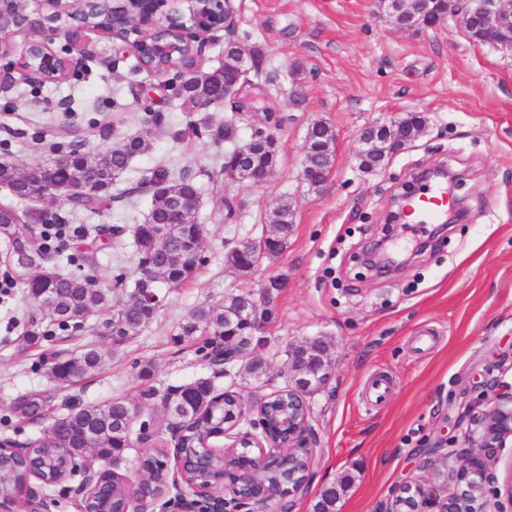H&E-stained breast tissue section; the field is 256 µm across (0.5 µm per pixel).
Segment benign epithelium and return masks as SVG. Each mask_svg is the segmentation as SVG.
<instances>
[{"instance_id":"benign-epithelium-1","label":"benign epithelium","mask_w":512,"mask_h":512,"mask_svg":"<svg viewBox=\"0 0 512 512\" xmlns=\"http://www.w3.org/2000/svg\"><path fill=\"white\" fill-rule=\"evenodd\" d=\"M30 0H0V42L14 31L28 28L35 23L27 12ZM55 11L41 19L42 30L51 37L32 41L18 61L11 63L13 70L0 69V91L12 86V71H18L29 81L57 82L60 75L75 68L79 61L89 57L83 50L79 57L60 56L53 48V37H64L77 42L79 35L89 30L82 21L84 13L98 9L107 14V24L98 32L124 43V29L136 25L140 32L139 50L149 58L173 53V45L159 34L173 29L188 40L194 56H200L204 42L217 30H224V45H238L242 57V70L237 81L225 88L224 99L232 100L236 118L224 124L239 130L238 123L245 122L252 128L247 140L239 136L227 140L233 148L224 153V176L230 180L258 183L252 177L248 159L253 150L262 148L278 151L277 140L268 130L253 124L251 103L255 85L248 78L249 69L257 68L254 53L233 38L236 29L235 0H46ZM386 17L404 14L408 23L404 29L421 32L437 28L448 19L464 27L477 21L487 31L512 29V0H379ZM358 153L363 155L381 145L390 154H396L407 145L396 130L386 124L370 125L358 137ZM461 178L448 173V195L453 206L448 209V222H453L462 211L463 198L456 195ZM264 322L262 311L252 298H247L240 310L239 323L247 326V335L238 337L242 343L253 345L256 333ZM288 371L293 385L288 391H275L261 396L255 402L256 418L252 430L234 432L238 419L208 438L203 449L195 455H186L181 447L185 432L182 425L173 427L176 437L172 480L174 501L180 512H267L269 502L301 494L309 478L300 481L267 483L263 481L265 467L280 461L279 450L291 449V455L310 461L315 453L316 441L309 425L310 407L307 395L323 389L330 379L327 363L321 358L310 357L307 349L288 351ZM492 395L483 402L472 405L465 414L466 428L463 443L466 450L448 465L453 452L441 453L445 442L437 441L424 451L430 476L424 481L406 483L399 487L394 505L411 500L410 512H485L489 500H494V512H512V475L503 486H496V477L490 463L496 460L501 449L512 446V384L492 381ZM233 435L232 452L246 448L248 462L233 470L230 495H224V472L211 467L210 459L224 456V449L213 444V439ZM83 479L77 488L80 496L79 512H112L108 502L97 497L103 473L91 467L82 469ZM143 481L125 483L128 495L126 512H144L150 497L142 496ZM24 503L27 512H44L46 503L35 495L31 483L16 486L12 497L0 498V512H14V507Z\"/></svg>"}]
</instances>
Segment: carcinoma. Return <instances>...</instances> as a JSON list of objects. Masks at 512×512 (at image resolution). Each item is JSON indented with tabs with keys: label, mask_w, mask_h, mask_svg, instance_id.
<instances>
[{
	"label": "carcinoma",
	"mask_w": 512,
	"mask_h": 512,
	"mask_svg": "<svg viewBox=\"0 0 512 512\" xmlns=\"http://www.w3.org/2000/svg\"><path fill=\"white\" fill-rule=\"evenodd\" d=\"M191 63L189 52L177 51L169 60L156 65V72L178 70ZM240 57L235 48L224 53V62L211 71L198 74L183 84L181 105L198 99L219 102L224 87L239 75ZM307 139L317 151L307 158L309 176L316 183L329 173L334 156L324 150L335 141L336 133L322 121L308 128ZM151 141L137 135L102 148H86L74 144L64 149L65 161L60 164L34 163L18 165L0 160V186L20 200H43L52 196L64 198L73 209L94 213L112 199V184L127 169L130 160L147 152ZM277 155L258 151L251 159L256 171L275 166ZM160 187L153 193V207L148 221L133 227V243L137 248V270L133 293L151 288L158 282L179 287L196 280L204 262V226L192 220L184 224L170 223L173 204L198 194L197 185L187 177L175 178L159 168L147 179ZM21 223H14L15 212L0 206V237L8 244L17 278L24 285L28 299L45 312L48 325L61 330L79 328L91 315L101 316L96 325L98 335L120 345L137 336L155 317L158 305L132 299L118 307L112 305V286L102 284L93 274L97 254L83 251L74 257L85 273H63L55 259L66 250L61 223L46 220L37 210L20 212ZM293 212L284 201L273 211L275 236L265 240L266 256L278 254L288 238ZM230 266L241 274L250 273L258 260L250 250L234 251L227 256ZM243 307V296L231 295L217 306L200 305L178 326V339L193 342L204 338V347L234 335L235 314ZM48 330L43 322H31L20 338L26 349L38 347ZM109 349L89 344L65 355H57L46 363L47 375L56 384H77L101 367ZM238 373L254 380L265 376V366L253 357L238 360ZM147 398L160 397L158 426L172 428L173 423H192L198 436L206 437L224 429L237 414L235 401L215 393L209 378H196L170 386L163 394L154 388L144 392ZM51 394L47 391L25 392L13 398L11 410L20 420L41 425L39 434L27 441L36 456L49 462L44 476L51 479L65 462L77 464L86 458H118L134 447L133 424L139 413L135 403L115 399L105 403L75 404L58 416L49 414ZM312 512H336V490L321 493L312 505Z\"/></svg>",
	"instance_id": "1"
}]
</instances>
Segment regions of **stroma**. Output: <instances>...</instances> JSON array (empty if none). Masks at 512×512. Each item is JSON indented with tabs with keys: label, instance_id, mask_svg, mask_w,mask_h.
<instances>
[{
	"label": "stroma",
	"instance_id": "stroma-1",
	"mask_svg": "<svg viewBox=\"0 0 512 512\" xmlns=\"http://www.w3.org/2000/svg\"><path fill=\"white\" fill-rule=\"evenodd\" d=\"M237 35L260 55L252 82L270 95L266 106L281 117L273 133L278 160L262 184L224 176V143L208 135L186 136L189 121L232 119L230 103L189 113L160 91L161 77L134 70L133 56L97 32L80 35L91 52L79 71L59 84L33 90L17 82L0 93V159L20 164L49 158L53 147L149 132L153 148L132 159L112 186L100 213L73 212L61 199L44 200L69 227H90L84 244L97 250L96 274L107 283L134 280L132 249L116 250L94 228L145 223L151 196L141 180L160 165L196 182L200 202L192 218L205 228V264L191 284H156L160 307L133 339L114 347L90 378L53 388L41 363L60 349L97 341L92 326L56 331L40 347L22 350L18 338L39 311L14 284L8 247L0 239V436L24 442L38 426L10 412L17 393L53 390L52 412L75 403L115 398L138 402L139 421L155 414L148 388L165 389L198 377H214L216 392L238 396L248 410L239 424L250 428L260 394L289 384L288 349L321 343L331 378L309 398V424L317 439L305 496L289 512H311L328 487L342 486L337 512H386L404 483L427 477L422 451L443 440L460 450L462 415L491 379L512 382V57L470 39L455 23L423 32L403 31L380 15L377 0H237ZM301 83L305 100L290 97ZM74 109H59L60 101ZM161 114L147 126V111ZM424 118V132L374 171L357 155L361 130L398 122L409 113ZM328 123L336 132L330 184L310 191L301 178L308 127ZM463 173L458 191L467 213L435 247L395 274L363 268L355 254L391 235L397 251H412L434 230L408 221L388 227L392 197L414 173L434 165ZM289 201L293 227L283 250L263 259L250 275L227 263L231 247L271 229L280 201ZM248 293L267 309L255 356L268 370L262 381L214 376L196 344L176 342L179 324L202 304L219 305ZM387 377L385 402L368 403L365 390ZM171 432L149 436L120 461L97 460L95 469L138 481L143 457L173 454Z\"/></svg>",
	"mask_w": 512,
	"mask_h": 512
}]
</instances>
